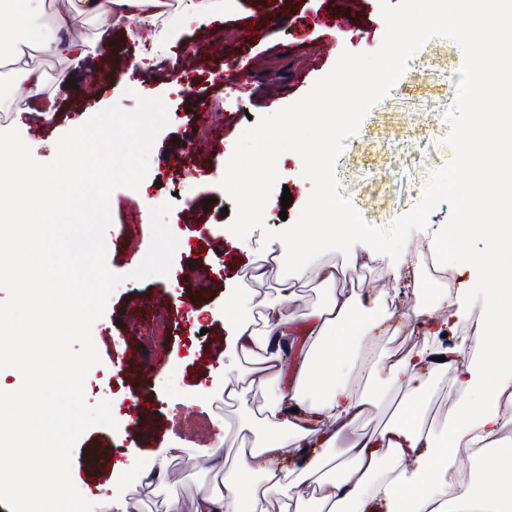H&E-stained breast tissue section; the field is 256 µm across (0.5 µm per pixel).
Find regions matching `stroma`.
<instances>
[{
  "instance_id": "1",
  "label": "stroma",
  "mask_w": 512,
  "mask_h": 512,
  "mask_svg": "<svg viewBox=\"0 0 512 512\" xmlns=\"http://www.w3.org/2000/svg\"><path fill=\"white\" fill-rule=\"evenodd\" d=\"M327 14L345 16L347 25L337 32L336 50L322 54L318 48L326 31L320 19ZM162 27L177 28L180 40L172 51L185 78L183 86H164L162 75L168 60H161L150 82L155 97L168 108L169 120L150 150L147 191L156 204H171L167 225L178 246L171 267L180 271L178 282L155 275L135 278L134 270L145 258L152 238L149 210H141L142 234L132 242L124 235L127 204L136 202L138 191L119 188L112 192V223L105 234L106 265L122 275L110 295L105 312L93 325L100 361L85 381V399L96 404L114 396L125 403L149 400L145 422L115 412L117 428L94 426L78 440L72 455L73 483L95 503V512H167L171 500H179L182 512H193L202 493L221 484L223 472L209 466V455L225 453L224 431L234 428L242 416L258 419L269 401L270 389L247 387L250 361L214 346L224 334L225 285L230 277L259 264L265 249L255 243L246 251L227 247L217 254L214 234L230 223L228 208L234 200L221 188L226 164L241 134L254 121L295 103L336 64L340 52L372 53L383 42L386 24L380 0H235L222 25L200 19L184 24L180 7H171L153 24L133 30L104 21L77 17L73 34L87 45V55L74 67L62 57L30 52L33 66L44 75L42 98L12 90V78L0 79L9 93L0 95V131L17 129L41 162L55 155V144L66 132L84 124L101 109L118 104L130 109L132 73L137 70V51L150 45ZM244 27L251 35L228 39V30ZM464 51L452 38H428L410 57L406 68L388 94L363 117L356 132L346 140L334 162L338 192L347 198L369 225L385 229L412 212L421 201L433 173L452 161L455 151L446 141L450 125L445 119L456 101L458 71ZM242 64L250 87L237 92L230 85H216L213 74L224 67ZM77 80L74 88L56 91L61 72ZM211 102L209 119L197 118L195 104ZM52 108L45 121L38 112ZM296 153L280 156L279 179L271 197L283 193L292 200L287 209H265L269 232L282 222H295L312 190L304 178ZM320 262L338 266L337 285L358 288L374 295L381 291L399 294L396 314L371 338L372 354L394 353L421 344L408 318L421 300L431 279L397 273L383 262L361 257L366 273L348 280L349 269L339 251L328 247ZM157 302L156 309L140 324L131 325L134 304L144 298ZM202 307L199 318L171 319L185 302ZM241 387L242 395L225 401V385ZM214 393L210 414H200L194 398L201 389ZM460 389L449 373L436 375L419 404L428 423L442 431L449 410L456 407ZM109 449L117 467L107 481L90 483L79 469L89 450ZM168 457L165 473L146 484L144 473L154 459Z\"/></svg>"
}]
</instances>
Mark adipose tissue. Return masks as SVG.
Returning a JSON list of instances; mask_svg holds the SVG:
<instances>
[{"label":"adipose tissue","mask_w":512,"mask_h":512,"mask_svg":"<svg viewBox=\"0 0 512 512\" xmlns=\"http://www.w3.org/2000/svg\"><path fill=\"white\" fill-rule=\"evenodd\" d=\"M504 0H438L426 4L423 17L395 19V53L405 52L420 22L456 32L468 50L474 72L491 81L499 73L493 59L512 54V25L501 20ZM43 0H0V59L14 66L15 86L27 96L45 90L42 74L25 51L35 48L81 60L83 42L73 36L76 17H103L115 23L152 22L168 12L169 0H65L51 19L52 37H42L27 21ZM456 198L457 220L429 227L427 247L440 262L456 257L468 263L477 236L486 244L477 269L487 288L485 318L475 338L482 352L467 357L464 344L451 348L427 344L390 357L387 381L405 401L385 425L347 437V430L374 402L340 380L346 363L357 355L361 339L387 321L384 295L368 296L336 286L335 265L313 261L314 252L331 244L347 263L359 256L381 255L382 247L359 229L349 209L330 200L324 220L313 225L286 224L269 241L265 264L253 266L250 279L267 274V263L293 257L295 263L277 280L276 299L267 307L262 327L246 316L224 319V342L233 355L257 365L254 385L263 387L292 372L288 386L263 408L265 428L248 438L251 421H241L240 437L226 450L231 471L221 489L202 494L194 512H269L273 495L311 486L297 512H367L372 504L385 512H512V464L498 449L511 448L503 437L508 422L501 402L512 389V98L493 102L490 116L466 112L461 161L453 177L435 187ZM318 279L326 291L323 306L301 318L288 315L296 303L299 281ZM472 313L466 292L432 290L410 317L424 335L455 330ZM303 334L304 345L286 357L281 338ZM450 373L462 391L459 407L449 413L444 434L426 427L415 398L439 372ZM471 449L485 462L481 483L454 482L460 449Z\"/></svg>","instance_id":"ef3b65f1"}]
</instances>
